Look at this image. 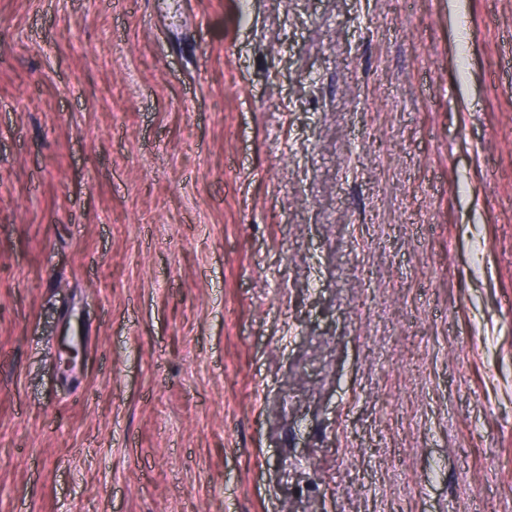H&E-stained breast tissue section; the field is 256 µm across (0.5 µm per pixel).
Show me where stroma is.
<instances>
[{
  "label": "stroma",
  "mask_w": 512,
  "mask_h": 512,
  "mask_svg": "<svg viewBox=\"0 0 512 512\" xmlns=\"http://www.w3.org/2000/svg\"><path fill=\"white\" fill-rule=\"evenodd\" d=\"M0 512H512V0H0Z\"/></svg>",
  "instance_id": "1"
}]
</instances>
